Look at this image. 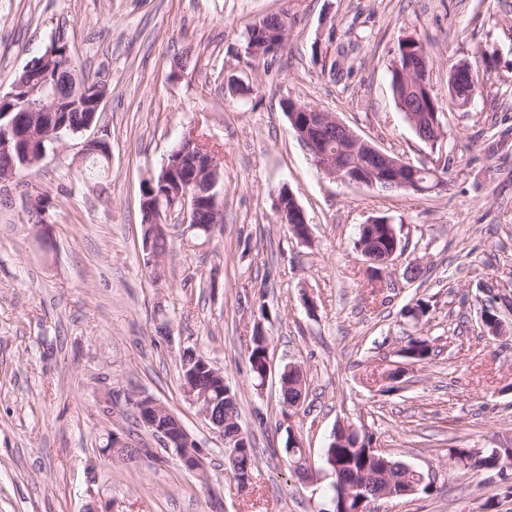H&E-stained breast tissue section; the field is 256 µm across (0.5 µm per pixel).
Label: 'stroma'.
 Instances as JSON below:
<instances>
[{"label": "stroma", "instance_id": "1", "mask_svg": "<svg viewBox=\"0 0 512 512\" xmlns=\"http://www.w3.org/2000/svg\"><path fill=\"white\" fill-rule=\"evenodd\" d=\"M282 12L287 42L252 60L248 28ZM55 36L109 94L88 131L0 182V512H332L323 450L342 422L434 482L432 494L377 501L378 512H512V471L492 477L449 458L512 443V312L500 313L503 337L480 326L485 289L512 294V149L492 138L512 131V0H0V95ZM406 37L431 46L442 101L451 63L492 62L483 98L448 113L438 153L394 102L390 71ZM289 100L335 113L403 162L448 156L444 186L409 194L328 175L295 137ZM197 134L221 162L224 222L208 240L170 224L158 279L142 189ZM93 138L111 147L94 180L80 155ZM284 187L309 242L276 219ZM377 216L405 249L371 285L354 242ZM417 298L430 303L418 325L404 315ZM258 325L273 364L261 385L248 362ZM409 336L435 354L387 392ZM188 350L238 395L257 454L249 491L182 392ZM289 363L308 380L293 416L279 382ZM137 394L181 420L205 476L160 448L133 413ZM291 433L314 479L286 469ZM115 435L146 456L107 458Z\"/></svg>", "mask_w": 512, "mask_h": 512}]
</instances>
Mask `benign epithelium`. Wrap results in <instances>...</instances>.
I'll return each instance as SVG.
<instances>
[{
  "instance_id": "benign-epithelium-1",
  "label": "benign epithelium",
  "mask_w": 512,
  "mask_h": 512,
  "mask_svg": "<svg viewBox=\"0 0 512 512\" xmlns=\"http://www.w3.org/2000/svg\"><path fill=\"white\" fill-rule=\"evenodd\" d=\"M61 68L67 70L70 88L69 100L78 101L84 98L88 94L90 84L79 77L72 53L66 54ZM6 104L10 105L9 111L17 112L14 121V125L18 126L16 141L38 139L43 143L48 141L54 144L61 140V137L58 136L49 141L47 136L35 132V126L40 117L49 112L59 111L61 101L55 85L47 83L27 85L19 81L13 85L10 93L3 97L0 96V109ZM404 109L406 117L412 122L422 140L427 143L432 142L429 130L437 129L438 122H432L431 127L428 128L420 122L419 116L414 114L415 105L407 104ZM289 119L297 139L326 173L349 183L371 188L379 182L390 184L394 188L412 186L411 182L396 175L403 165L401 160L393 158L375 147L369 140L337 119L333 113L315 108L311 111L291 112ZM332 128L336 129V136L351 144V150L360 149L366 153V160L357 168L351 169L342 164L325 149V132ZM193 166L194 169L190 175L182 173V166L176 162L164 166L166 172L174 175L181 174L179 184L186 188L185 193L177 195L171 192L155 193L144 198V203L156 215V219H161V216L165 214L189 225V229L196 231L200 229V226L189 223L190 213L217 212V196L212 194V191L219 181L220 168L217 157L213 155L204 159L195 158ZM184 361L185 367L192 368V372L189 374L191 379L194 378L198 370L209 369L208 362L193 353L184 354ZM211 378L222 382L224 374L213 369ZM182 390L186 399L199 407L204 418L210 421L212 429L224 437L225 447H235V443L243 438V432L239 427L232 430L226 429V424L211 414L213 399L210 396V390L189 383L183 385ZM139 402L142 408L141 422L143 426L156 434L164 448L175 451L185 469L194 474H202L203 462L199 448L190 439L181 421L164 404L153 397L142 396L139 398Z\"/></svg>"
}]
</instances>
